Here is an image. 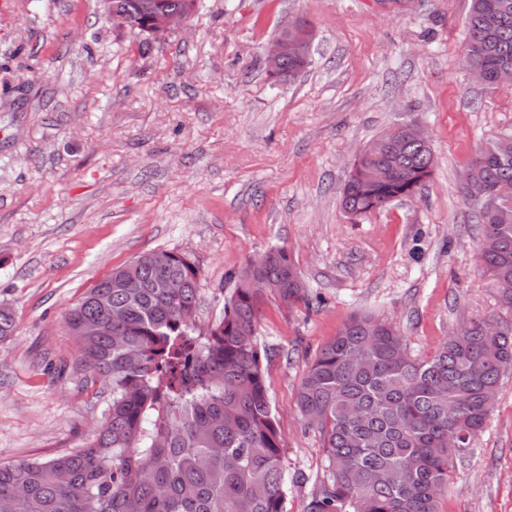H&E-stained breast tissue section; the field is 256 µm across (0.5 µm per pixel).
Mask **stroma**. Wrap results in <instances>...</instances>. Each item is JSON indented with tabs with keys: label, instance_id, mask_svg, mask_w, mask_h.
<instances>
[{
	"label": "stroma",
	"instance_id": "1",
	"mask_svg": "<svg viewBox=\"0 0 512 512\" xmlns=\"http://www.w3.org/2000/svg\"><path fill=\"white\" fill-rule=\"evenodd\" d=\"M0 10V459L86 441L112 401L64 314L133 257L169 250L200 270L196 325L224 314L228 276L270 247L308 303L267 304L259 344L291 481L306 512L326 477L296 393L311 357L355 312L399 327L427 358L463 319L500 321L464 174L512 134V85L461 64L470 0H203L161 39L112 26L101 0H7ZM307 22L310 64L277 81L267 49ZM417 122L436 165L412 198L353 218L339 197L357 152ZM442 512H512V374Z\"/></svg>",
	"mask_w": 512,
	"mask_h": 512
}]
</instances>
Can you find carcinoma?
Here are the masks:
<instances>
[{"label": "carcinoma", "instance_id": "carcinoma-1", "mask_svg": "<svg viewBox=\"0 0 512 512\" xmlns=\"http://www.w3.org/2000/svg\"><path fill=\"white\" fill-rule=\"evenodd\" d=\"M144 0H112L141 33ZM191 15L198 0H156ZM460 58L488 77L512 68V0H471ZM381 137L396 145L357 155L341 193L352 217L415 196L435 167L432 149L407 125ZM465 177L477 209L478 248L498 303L512 311V135L479 150ZM169 280L180 288H167ZM197 266L182 253L151 251L112 270L65 313L81 362L111 391L104 422L81 449L49 459L0 462V512H285L282 435L266 384L258 323L268 302L308 300L294 260L273 247L229 275L224 316L206 333ZM17 331L0 306V343ZM512 367V324L490 333L470 317L429 358L412 355L400 330L353 313L308 363L296 402L322 439L326 481L307 512H441L448 485Z\"/></svg>", "mask_w": 512, "mask_h": 512}]
</instances>
